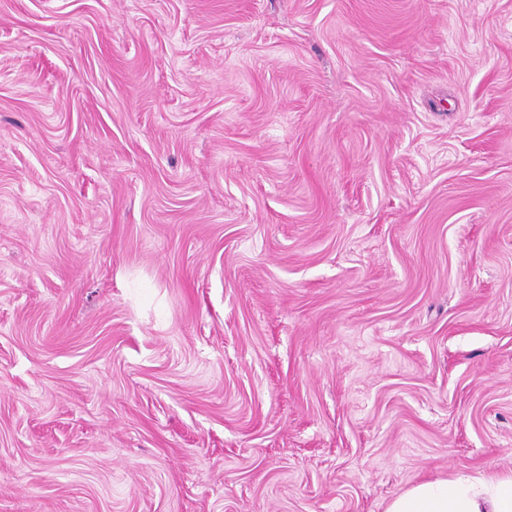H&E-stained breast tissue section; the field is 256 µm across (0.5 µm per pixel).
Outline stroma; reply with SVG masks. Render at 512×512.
Masks as SVG:
<instances>
[{
	"label": "stroma",
	"instance_id": "35a3bbf8",
	"mask_svg": "<svg viewBox=\"0 0 512 512\" xmlns=\"http://www.w3.org/2000/svg\"><path fill=\"white\" fill-rule=\"evenodd\" d=\"M510 469L512 0H0V512Z\"/></svg>",
	"mask_w": 512,
	"mask_h": 512
}]
</instances>
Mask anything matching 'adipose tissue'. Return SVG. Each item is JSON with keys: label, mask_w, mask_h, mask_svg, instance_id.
<instances>
[{"label": "adipose tissue", "mask_w": 512, "mask_h": 512, "mask_svg": "<svg viewBox=\"0 0 512 512\" xmlns=\"http://www.w3.org/2000/svg\"><path fill=\"white\" fill-rule=\"evenodd\" d=\"M386 512H512V472L455 473L415 484Z\"/></svg>", "instance_id": "ef3b65f1"}]
</instances>
